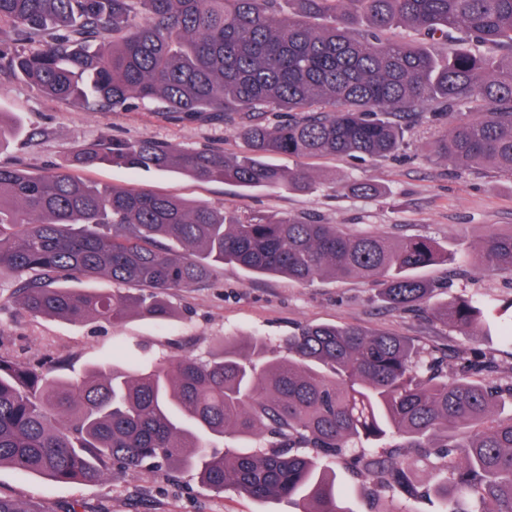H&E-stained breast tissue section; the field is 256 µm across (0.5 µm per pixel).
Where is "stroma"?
<instances>
[{"instance_id":"stroma-1","label":"stroma","mask_w":512,"mask_h":512,"mask_svg":"<svg viewBox=\"0 0 512 512\" xmlns=\"http://www.w3.org/2000/svg\"><path fill=\"white\" fill-rule=\"evenodd\" d=\"M0 114L22 128L19 137L0 142V161L17 162L38 173L64 164L70 148L102 135L126 140L152 139L179 147L241 151L231 127L174 123L133 109L91 112L50 98L23 80L0 74ZM448 117L436 112L407 128L402 150L381 159L325 156L316 159L272 157L273 165L311 174L304 191L244 189L231 182H202L158 171L103 166L79 170L96 186L147 189L188 202L259 214L313 219L359 234L376 233L399 241L427 236L456 254L452 265L421 269L434 283V301L451 296L512 298V275L494 274L476 261L472 245L488 231L512 230V179L488 166L460 170L435 154V142L448 131ZM352 182L378 185L379 196L349 191ZM14 276L0 273V352L19 358L63 357L83 369L102 353L148 356L160 361L186 353L208 358L220 341L263 337L271 354L305 323L359 325L372 331L412 338L424 351L464 357L491 351L501 378L512 377V348L498 340L460 334L419 310H395L377 288L362 279L323 278L308 285L280 276H253L227 265L205 284L171 291L173 316L167 321L130 317L113 327L75 324L26 314L14 296ZM0 494L30 501L44 512L73 504L80 512H290L288 502H260L227 488L203 485L196 472L165 469L157 473L117 470L92 485L58 484L11 467L0 468Z\"/></svg>"}]
</instances>
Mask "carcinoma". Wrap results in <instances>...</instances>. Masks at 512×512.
<instances>
[{
    "instance_id": "1",
    "label": "carcinoma",
    "mask_w": 512,
    "mask_h": 512,
    "mask_svg": "<svg viewBox=\"0 0 512 512\" xmlns=\"http://www.w3.org/2000/svg\"><path fill=\"white\" fill-rule=\"evenodd\" d=\"M0 0V73L92 112L144 108L183 123L232 127L244 150L177 148L101 136L41 173L0 162V273L34 317L120 325L167 320L170 291L218 265L306 285L362 278L394 309L426 310L465 335H492L504 305L433 303L418 271L451 252L427 238L393 243L334 224L243 219L205 203L89 185L73 168L124 165L309 188L275 154L381 158L430 104L477 113L436 142L456 165L512 177V0ZM15 41L31 48L17 52ZM284 119L267 122V113ZM512 275V232L474 246ZM107 278L135 293L79 288ZM267 357L263 338L226 341L205 360L99 362L73 371L0 353V466L57 483L94 484L114 469L190 468L201 482L298 512H512V378L475 351L450 368L408 338L359 326L305 324ZM257 448H212L225 437ZM0 512H43L0 494Z\"/></svg>"
}]
</instances>
